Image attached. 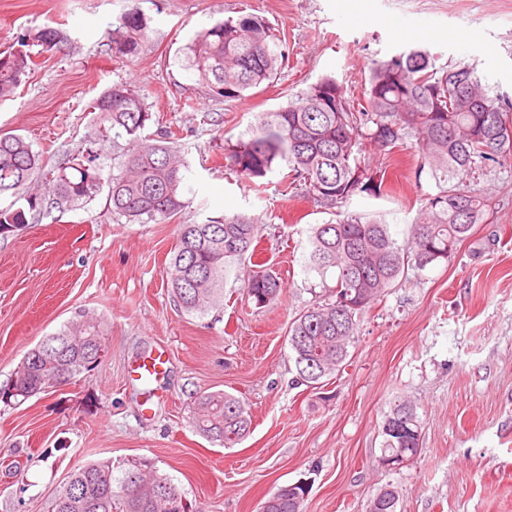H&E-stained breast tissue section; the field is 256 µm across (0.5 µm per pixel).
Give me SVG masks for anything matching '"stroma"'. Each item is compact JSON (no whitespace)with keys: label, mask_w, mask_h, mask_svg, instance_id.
<instances>
[{"label":"stroma","mask_w":512,"mask_h":512,"mask_svg":"<svg viewBox=\"0 0 512 512\" xmlns=\"http://www.w3.org/2000/svg\"><path fill=\"white\" fill-rule=\"evenodd\" d=\"M126 0H0V51L49 24L71 42L34 55L0 130L23 135L49 164L83 143L89 105L117 83L143 94L159 125L179 130L191 168L189 206L176 222L118 224L105 196L87 209L51 211L0 240V385L24 354L78 314L106 324L95 370L21 403L0 402V512H46L71 469L90 461H151L191 512H257L276 487L307 482L302 512H366L391 486L397 512H512V161L469 175L492 210L454 255L406 280L362 314L348 363L314 390L298 384L288 326L321 293L306 274L311 225L328 221L307 196L282 194L278 176L251 183L226 165L256 113L287 105L325 76L362 99L373 61L415 47L437 66L475 67L512 104V0H138L148 37L116 58L104 33ZM256 14L285 36L288 62L237 102L211 100L176 55L224 17ZM380 192L354 195L345 212L385 219L406 241L438 183L417 147L369 151ZM258 218L257 260L283 281L255 308L234 280L204 317L182 313L164 270L177 224ZM165 351L166 372L137 380L145 356ZM226 391L251 411V434L224 448L197 434V394ZM420 419V454L384 468L381 425L393 402Z\"/></svg>","instance_id":"35a3bbf8"}]
</instances>
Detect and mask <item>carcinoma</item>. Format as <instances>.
<instances>
[{"label": "carcinoma", "mask_w": 512, "mask_h": 512, "mask_svg": "<svg viewBox=\"0 0 512 512\" xmlns=\"http://www.w3.org/2000/svg\"><path fill=\"white\" fill-rule=\"evenodd\" d=\"M128 2V9L105 31L118 58L136 54L147 37L137 0ZM68 41L64 31L45 24L18 37L17 48L1 51L0 100L13 96L28 74L33 63L28 48L50 52ZM281 46L269 22L249 14L198 31L177 59L209 98L238 101L278 75L288 60ZM91 109L95 119L83 145L50 168L23 136L0 132V197L23 200L19 207L0 209L1 238L39 222L54 208L82 209L105 188L107 211L118 224L167 223L188 206L190 169L179 137L169 128L156 138L143 135L152 119L144 97L129 85L115 84ZM413 137L422 160L443 186L426 198L410 238L400 244L382 220L343 216L339 209L359 192L381 189L383 176L362 166L367 148L391 152ZM109 138H124L128 144L110 167L93 148ZM225 159L230 169L256 180L285 164L287 172L279 183L338 217L312 225L304 262L307 274L323 284L332 274L335 285L288 328L297 376L317 389L347 359L365 309L409 271L448 258L473 226L483 222L490 198L463 187L462 179L512 159V112L474 68L446 70L436 66L428 51L413 49L373 63L359 103L345 96L335 78L324 77L295 94L286 107L259 113L247 139L225 148ZM36 175L44 188L31 186ZM260 234L257 219L245 214L177 225L165 274L180 308L202 316L222 304L224 281L232 273L256 307L273 302L281 289L279 277L252 262ZM339 296L350 304L336 305ZM103 353V320L82 315L24 355L14 379L0 387V400L25 401L59 377L78 378L96 368ZM195 406L193 426L214 443L231 448L251 433V413L232 393L202 394ZM381 435L385 456L409 462L420 454V424L410 402H394ZM71 476L74 480L54 492L48 512H189L171 480L143 459L116 465L110 460L90 462ZM115 485L121 494H113ZM306 493L303 483L280 486L259 512H301Z\"/></svg>", "instance_id": "1"}]
</instances>
